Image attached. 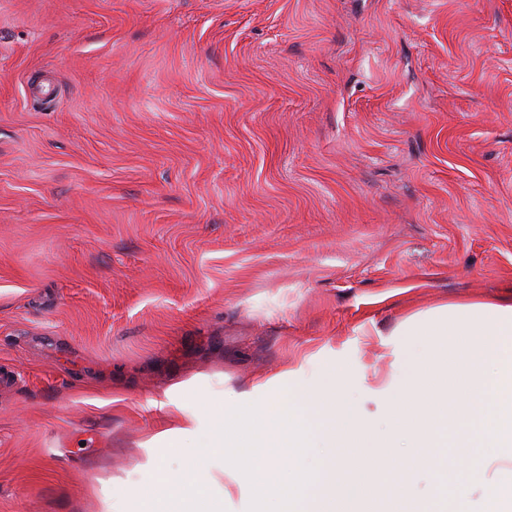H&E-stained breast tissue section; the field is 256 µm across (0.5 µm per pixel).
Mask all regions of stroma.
<instances>
[{
    "mask_svg": "<svg viewBox=\"0 0 512 512\" xmlns=\"http://www.w3.org/2000/svg\"><path fill=\"white\" fill-rule=\"evenodd\" d=\"M501 295L512 0H0V512Z\"/></svg>",
    "mask_w": 512,
    "mask_h": 512,
    "instance_id": "35a3bbf8",
    "label": "stroma"
}]
</instances>
